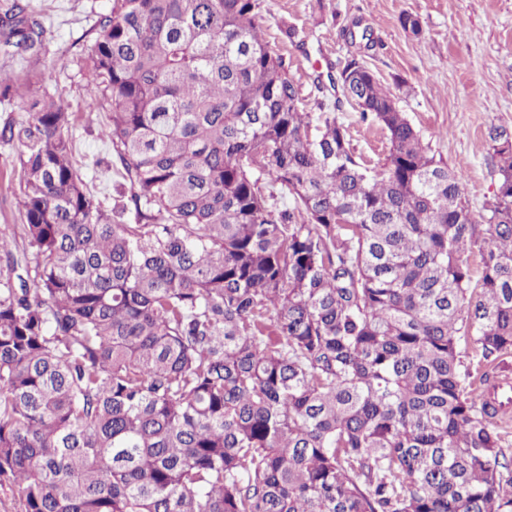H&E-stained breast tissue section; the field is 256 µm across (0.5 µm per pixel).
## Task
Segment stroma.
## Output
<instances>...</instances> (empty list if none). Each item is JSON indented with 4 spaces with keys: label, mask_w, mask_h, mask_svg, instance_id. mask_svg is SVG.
<instances>
[{
    "label": "stroma",
    "mask_w": 512,
    "mask_h": 512,
    "mask_svg": "<svg viewBox=\"0 0 512 512\" xmlns=\"http://www.w3.org/2000/svg\"><path fill=\"white\" fill-rule=\"evenodd\" d=\"M115 0H36L50 15L51 52L38 68L46 87L72 115L76 167L88 190L113 204L122 183V167L99 131L110 123L108 98L90 101L84 55L97 14ZM410 14L419 33L405 30L399 18ZM260 23L274 51L286 56L288 73L313 108L315 82L343 69L350 60L368 67L396 97L435 154L449 165H464V194L474 217L497 188L496 160L489 130H512V0H262ZM366 29L369 40L351 39L352 26ZM294 38H287L286 29ZM351 148L375 166L387 152L381 126L344 107ZM18 143L0 142V225L23 224L14 198L18 187ZM107 161L102 170L95 160Z\"/></svg>",
    "instance_id": "obj_1"
}]
</instances>
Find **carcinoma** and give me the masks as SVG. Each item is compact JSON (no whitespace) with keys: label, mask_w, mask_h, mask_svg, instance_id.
<instances>
[{"label":"carcinoma","mask_w":512,"mask_h":512,"mask_svg":"<svg viewBox=\"0 0 512 512\" xmlns=\"http://www.w3.org/2000/svg\"><path fill=\"white\" fill-rule=\"evenodd\" d=\"M260 10L98 15L80 62L130 192L108 207L36 87L46 18L0 0V54L27 62L0 102L35 109L0 126L25 219L0 227V484L23 512H512V134L489 131L481 224L359 61L306 110ZM353 102L387 136L373 169ZM340 116L348 128L355 156L371 166L382 162L387 152V139L381 126L370 120L363 121L360 112L349 105L343 108Z\"/></svg>","instance_id":"cac0c4a2"}]
</instances>
